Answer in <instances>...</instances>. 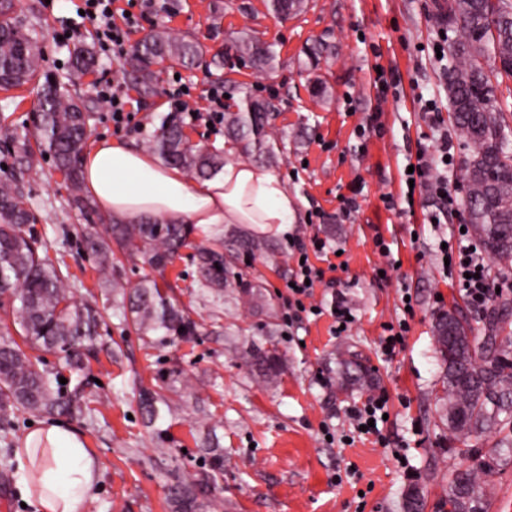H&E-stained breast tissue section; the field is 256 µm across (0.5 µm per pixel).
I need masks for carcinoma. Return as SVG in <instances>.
<instances>
[{
    "label": "carcinoma",
    "mask_w": 512,
    "mask_h": 512,
    "mask_svg": "<svg viewBox=\"0 0 512 512\" xmlns=\"http://www.w3.org/2000/svg\"><path fill=\"white\" fill-rule=\"evenodd\" d=\"M11 0H0V90L8 91L35 81L38 110L34 117L36 141L17 140L21 167L14 178L0 184V307L15 311V324L22 343L0 340V422L19 412L47 415L70 414L81 385L68 390L60 383L63 372L81 378L85 356L100 336L101 312L91 304L74 301L64 284L59 265L40 256L29 225L35 218L28 205L26 184L39 172V156H53L57 170L65 173L76 205L106 225L103 235L85 236L86 249L98 258L102 281L122 287L111 278L115 252L128 260L147 265L140 282L128 293L130 316L139 334L160 332L164 336H190L196 323L188 310L176 306L161 291L155 274L186 246L197 231L193 224H118L98 213L82 195L81 157L88 138L90 112L95 104L69 95L63 84L41 73L38 38L19 26L10 12ZM305 0H269V9L288 17L302 12ZM438 22L456 33L448 43L452 64L444 77V88L453 125L465 137L468 155L463 164L468 223L495 261L512 263V128L498 110L491 75L512 76V0H448L435 3ZM238 60L258 71L274 68L275 53L247 32L230 40ZM210 57L209 76L226 82L224 53H209L202 43L173 36L165 28L151 31L125 58L146 96L156 93L165 63L192 66ZM96 65L94 52L83 42L70 50L71 74H83ZM236 108L224 109V138L232 148L272 163L281 152L278 140L267 132L272 118L269 103L253 98L246 89ZM147 147L166 164L207 179L224 166V153L189 144L183 125L175 114L162 119ZM270 236L237 231L229 237L214 232L210 245L198 248V287L221 294L229 288L238 298L253 301L260 284L238 271L244 259L268 248ZM117 249H112V246ZM512 313L504 299L491 310L481 352H476L470 327L451 311L435 317L433 333L444 365L441 379L445 396L444 424L454 433L468 436L501 430L512 424V339L501 336ZM58 355L54 368L31 359L23 346ZM254 365L263 375L273 377L279 369L274 349L260 350ZM343 374L366 385L370 374L357 354L342 362ZM498 450L489 460L457 472L441 499L448 512H489L487 498L479 484L478 472L492 471ZM426 502L417 487L407 489L404 512H424Z\"/></svg>",
    "instance_id": "obj_1"
}]
</instances>
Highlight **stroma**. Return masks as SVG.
I'll use <instances>...</instances> for the list:
<instances>
[{"instance_id": "1", "label": "stroma", "mask_w": 512, "mask_h": 512, "mask_svg": "<svg viewBox=\"0 0 512 512\" xmlns=\"http://www.w3.org/2000/svg\"><path fill=\"white\" fill-rule=\"evenodd\" d=\"M435 0H307L305 12L281 22L267 0H152L144 32L165 25L171 34L218 51L231 36L248 31L270 45L277 60L271 73L235 67L230 98L238 88L253 96L277 94L280 110L271 123L284 149L272 168L287 182L300 218L287 234L251 258L245 270L263 285L264 305L232 296L213 298L198 286L192 257L200 235H191L166 271L173 299L187 308L195 335L169 339L141 336L121 315V297L103 288L97 258L77 234L94 224L72 203L52 160L26 186L35 217L33 231L49 258L60 264L77 302L97 305L104 316L89 358V384L81 413L66 417L101 464L99 489L86 512H403V498L418 486L425 512H440L449 481L472 467L474 452L489 453L512 442V428L483 435L451 432L439 420L443 395L441 361L433 339L434 317L453 310L473 336L484 338L483 315L472 312L444 272L441 239L468 221L462 166L464 137L450 120L441 74L447 58ZM14 14L34 30L45 73L65 80L74 42H94V28L77 15L81 0H13ZM73 25L72 39L58 32ZM323 46L318 69L307 67L311 47ZM97 80L81 82V96L96 97L97 85L113 80L127 92L129 119L112 121L99 103L89 121L92 137L119 138L142 147L170 110L169 92L189 90L191 111L182 113L192 144L223 148L222 127L207 124L213 83L204 69H168L158 94L144 97L112 55L99 54ZM329 93H311L314 79ZM36 94L31 86L13 95L0 91V180L16 175L14 138L33 129ZM433 101L447 132L454 164L449 189L455 202L440 223H431L437 201L417 191L406 201L405 165L437 139L424 111ZM320 237L341 252L331 276L334 287L316 286L315 304L342 301L355 316L350 329L334 334L329 315H305L288 323L286 282L296 267V241ZM391 248L383 256L375 245ZM387 268L379 279L378 268ZM413 296L405 313L401 296ZM407 321L402 350L380 351L385 328ZM276 349L281 368L269 380L252 365L257 350ZM358 353L373 384L344 383L341 362ZM171 385L167 401L149 416L139 393L161 377ZM386 393L387 445L355 439L346 412L369 391ZM405 449V459L396 450ZM208 480L192 507L183 486ZM491 512H512V456L483 475Z\"/></svg>"}]
</instances>
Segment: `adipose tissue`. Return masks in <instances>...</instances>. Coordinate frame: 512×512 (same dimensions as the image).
I'll return each instance as SVG.
<instances>
[{
  "mask_svg": "<svg viewBox=\"0 0 512 512\" xmlns=\"http://www.w3.org/2000/svg\"><path fill=\"white\" fill-rule=\"evenodd\" d=\"M82 173L99 210L123 224L159 221L205 231L255 224L279 234L297 217L282 179L253 163H226L214 177L194 183L125 141L100 138L84 152ZM15 457L22 471L20 492L37 512H85L101 466L71 427L33 426Z\"/></svg>",
  "mask_w": 512,
  "mask_h": 512,
  "instance_id": "obj_1",
  "label": "adipose tissue"
}]
</instances>
